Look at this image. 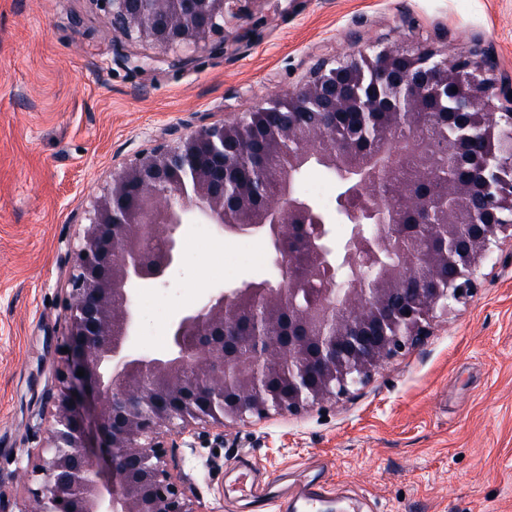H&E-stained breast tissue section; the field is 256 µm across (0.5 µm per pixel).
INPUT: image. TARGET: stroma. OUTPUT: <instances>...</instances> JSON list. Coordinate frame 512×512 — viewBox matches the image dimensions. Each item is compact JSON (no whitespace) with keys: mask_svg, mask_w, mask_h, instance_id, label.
<instances>
[{"mask_svg":"<svg viewBox=\"0 0 512 512\" xmlns=\"http://www.w3.org/2000/svg\"><path fill=\"white\" fill-rule=\"evenodd\" d=\"M220 52L188 68L112 61L117 35L92 0H0V488L29 512L68 341L78 236L115 172L200 128L242 119L308 79L321 61L388 47L473 52L484 77L512 85V0H246ZM235 239L210 234L166 288H142L141 339L219 283L267 273L225 265ZM197 512H282L230 498L224 474L245 460L270 480L307 476L331 491L326 512H512V246L482 270L416 346L347 396L263 421L207 423L169 449Z\"/></svg>","mask_w":512,"mask_h":512,"instance_id":"stroma-1","label":"stroma"}]
</instances>
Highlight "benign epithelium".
I'll return each mask as SVG.
<instances>
[{
    "mask_svg": "<svg viewBox=\"0 0 512 512\" xmlns=\"http://www.w3.org/2000/svg\"><path fill=\"white\" fill-rule=\"evenodd\" d=\"M92 2L121 39L171 53L168 66L184 69L213 37L224 49L226 23L240 0ZM481 69L475 54L449 56L432 45L371 55L360 50L331 68L318 64L310 80L248 113L249 119L204 126L119 171L79 235L69 279L70 357L33 470L40 478L33 492L36 512H197L187 475L170 465L166 435L193 436L197 425L209 421L262 420L272 410L292 412L342 396L427 335L437 312L469 296L494 249L512 241V87L477 79ZM367 80L398 88L387 115L400 125L417 121L429 93L455 87L457 111L485 138L492 179L478 193L466 175L448 176L440 223L424 220L426 184L419 177L400 180L407 204L390 207L379 198L374 178L350 166L354 144L332 133L338 112H358L364 120L382 111L341 93L342 82L358 88ZM313 106L327 113L323 122L283 126L269 144L283 186L281 205L269 204L244 223L232 219L227 196L245 199L251 185L226 188L224 144L274 112ZM468 145L467 138L443 149L426 137L388 138L377 159L396 171L412 156L425 172L440 152L462 155ZM310 163L341 170L334 217L294 191V173ZM305 217L317 227L307 242L315 261L306 276L325 283L315 302L289 310L288 279H244L211 288L180 311L169 324L166 352L136 345L137 290L167 285L180 260L182 225L209 224L234 237L260 234L278 271L298 244L300 228L292 220ZM366 217L375 223H364ZM334 218L351 225L341 248ZM405 222L428 228L438 251L413 250L374 265L358 258L387 243L388 230ZM85 378L106 402L98 421L101 447L112 449L105 467L85 451L73 396Z\"/></svg>",
    "mask_w": 512,
    "mask_h": 512,
    "instance_id": "benign-epithelium-1",
    "label": "benign epithelium"
}]
</instances>
